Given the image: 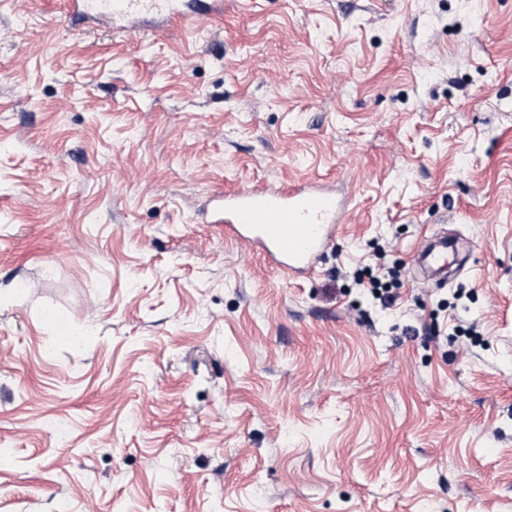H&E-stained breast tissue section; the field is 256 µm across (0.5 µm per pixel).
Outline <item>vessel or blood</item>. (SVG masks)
I'll return each instance as SVG.
<instances>
[{"label":"vessel or blood","instance_id":"obj_1","mask_svg":"<svg viewBox=\"0 0 512 512\" xmlns=\"http://www.w3.org/2000/svg\"><path fill=\"white\" fill-rule=\"evenodd\" d=\"M70 27H104L126 36L146 30H191L198 10L224 15V0H65ZM350 199L333 183L302 179L274 188L257 181L210 201V221L268 265L302 279L314 275L322 255L334 243L349 211ZM423 272L438 275L448 266V239L432 240L414 261Z\"/></svg>","mask_w":512,"mask_h":512}]
</instances>
